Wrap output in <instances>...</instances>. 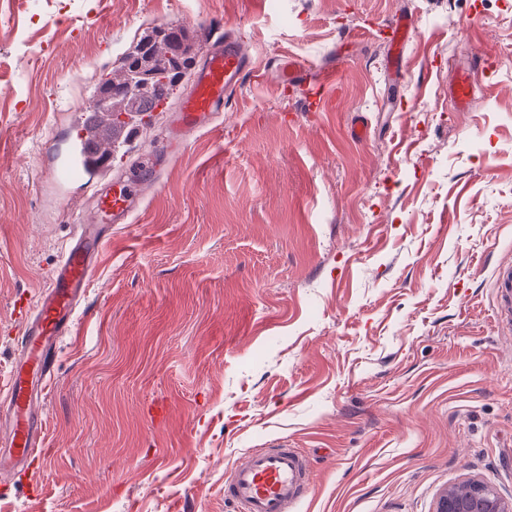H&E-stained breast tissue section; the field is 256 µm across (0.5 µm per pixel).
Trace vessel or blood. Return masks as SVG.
<instances>
[{
	"label": "vessel or blood",
	"mask_w": 512,
	"mask_h": 512,
	"mask_svg": "<svg viewBox=\"0 0 512 512\" xmlns=\"http://www.w3.org/2000/svg\"><path fill=\"white\" fill-rule=\"evenodd\" d=\"M413 14L400 13L387 27L393 72L406 67L403 49L416 28ZM475 58L459 65L449 86L454 111L476 106L473 73L481 66ZM253 63L233 38L212 42L206 49L188 90L175 109L166 138L156 154L130 168L126 181L108 187L95 183L97 174L112 166L116 140L105 133V113L80 119L63 163L55 175L79 182L91 191L94 208L71 239L54 269L48 288L36 308L20 306L21 329L12 370L0 386V440L8 448L0 455V479L9 480L22 463L34 460L43 446L45 418L38 408L53 380L54 358L62 339L69 336L78 304L90 283L113 225L129 223L144 183L158 160H170L183 150L188 134L207 128L224 110L225 101L237 91ZM492 286L497 298L501 328L512 334V259L501 260ZM308 488V460L282 443L250 451L233 466L224 481V498L236 512H293Z\"/></svg>",
	"instance_id": "b4317fda"
}]
</instances>
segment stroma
<instances>
[{
	"label": "stroma",
	"instance_id": "stroma-1",
	"mask_svg": "<svg viewBox=\"0 0 512 512\" xmlns=\"http://www.w3.org/2000/svg\"><path fill=\"white\" fill-rule=\"evenodd\" d=\"M39 2L0 0V380L18 303L92 206L53 176L83 75L175 21L196 44L234 37L255 74L113 226L59 347L34 480L0 512H234L226 474L273 440L309 459L296 512H435L469 477L511 498L512 335L491 282L512 258V0ZM405 11L391 77L385 28ZM284 53L306 80L280 84ZM467 56L492 66L455 112ZM417 20L412 13H400L387 27L390 54L388 64L394 73L402 74L406 67L403 48L416 28ZM482 64V60L474 58L457 67L449 86V98L455 112H470L476 106L473 89V73Z\"/></svg>",
	"mask_w": 512,
	"mask_h": 512
}]
</instances>
